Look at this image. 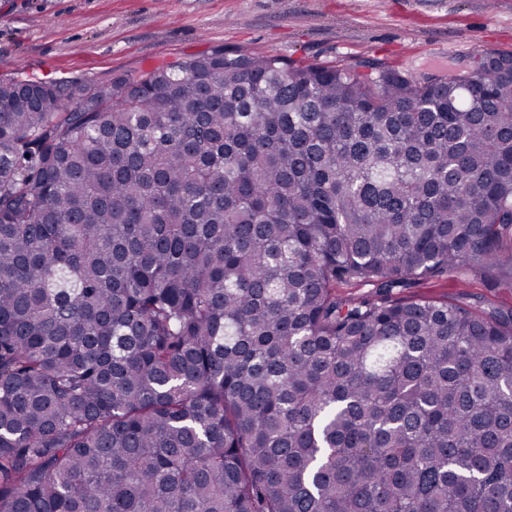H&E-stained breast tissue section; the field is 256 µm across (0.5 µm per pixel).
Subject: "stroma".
<instances>
[{
  "label": "stroma",
  "instance_id": "obj_1",
  "mask_svg": "<svg viewBox=\"0 0 512 512\" xmlns=\"http://www.w3.org/2000/svg\"><path fill=\"white\" fill-rule=\"evenodd\" d=\"M379 62L424 81L512 54V0H0V78L107 82L215 52ZM406 297L512 307V289L443 274Z\"/></svg>",
  "mask_w": 512,
  "mask_h": 512
}]
</instances>
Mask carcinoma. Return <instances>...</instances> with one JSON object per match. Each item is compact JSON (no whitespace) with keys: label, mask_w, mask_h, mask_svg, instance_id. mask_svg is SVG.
Returning <instances> with one entry per match:
<instances>
[{"label":"carcinoma","mask_w":512,"mask_h":512,"mask_svg":"<svg viewBox=\"0 0 512 512\" xmlns=\"http://www.w3.org/2000/svg\"><path fill=\"white\" fill-rule=\"evenodd\" d=\"M87 86L0 79V512H512V308L398 297L512 288V66ZM405 297H425L436 301H454L483 309L512 307V289L495 288L480 277L461 278L443 274L403 291Z\"/></svg>","instance_id":"cac0c4a2"}]
</instances>
